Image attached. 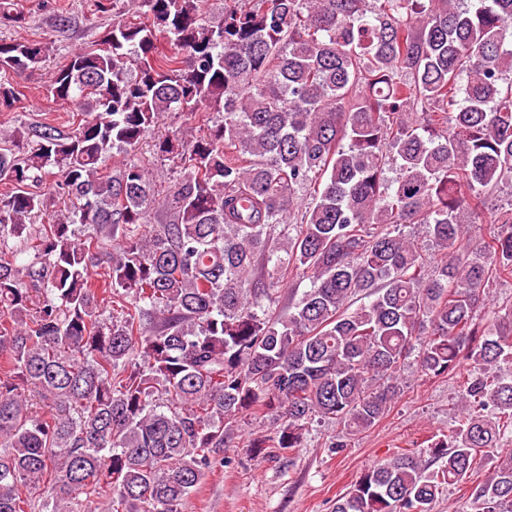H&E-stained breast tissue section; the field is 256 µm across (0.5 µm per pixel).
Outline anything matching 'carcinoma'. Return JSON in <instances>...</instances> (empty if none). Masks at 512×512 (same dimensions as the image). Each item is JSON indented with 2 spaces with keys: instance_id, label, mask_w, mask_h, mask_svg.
Returning <instances> with one entry per match:
<instances>
[{
  "instance_id": "cac0c4a2",
  "label": "carcinoma",
  "mask_w": 512,
  "mask_h": 512,
  "mask_svg": "<svg viewBox=\"0 0 512 512\" xmlns=\"http://www.w3.org/2000/svg\"><path fill=\"white\" fill-rule=\"evenodd\" d=\"M204 5L112 0L101 47L47 80L70 128L0 131V512H182L244 413L268 423L252 448L324 418L342 448L415 350L462 374L461 419L334 512H432L483 456L465 512H512V304L479 318L512 280V207L462 244L512 182V0H224L216 25ZM51 52L0 42V112ZM166 113L199 126L155 144L161 189L135 151ZM491 304L479 312V318L483 321H489L492 316L493 308L501 305L503 302H512V280L507 282L498 281L490 288Z\"/></svg>"
}]
</instances>
